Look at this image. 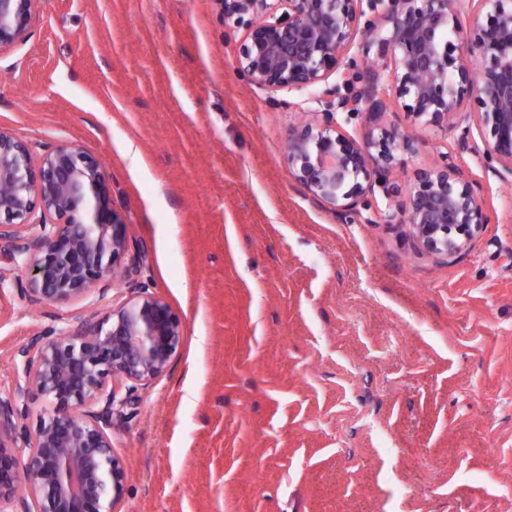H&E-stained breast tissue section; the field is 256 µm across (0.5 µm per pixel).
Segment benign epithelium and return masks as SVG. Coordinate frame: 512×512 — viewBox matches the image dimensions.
<instances>
[{"label": "benign epithelium", "instance_id": "obj_1", "mask_svg": "<svg viewBox=\"0 0 512 512\" xmlns=\"http://www.w3.org/2000/svg\"><path fill=\"white\" fill-rule=\"evenodd\" d=\"M42 0H0V48L26 40ZM486 10L470 17V6ZM224 21L244 29L238 69L279 92L318 90L315 118L290 130L289 173L347 218L390 180L413 140L381 123L399 106L428 126L478 134L484 154L512 178V0H223ZM365 112L357 140L339 115ZM409 206L387 210L414 244L438 259L466 251L489 217L469 173L440 153L408 185ZM103 161L73 144L33 160L27 142L0 129V253L24 272L35 304H68L108 291L129 256ZM180 318L145 291L104 317L81 314L34 334L14 352L15 381L0 393V512H114L125 473L112 450V416L127 394L168 370ZM51 411L26 425L30 401Z\"/></svg>", "mask_w": 512, "mask_h": 512}]
</instances>
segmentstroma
<instances>
[{
    "mask_svg": "<svg viewBox=\"0 0 512 512\" xmlns=\"http://www.w3.org/2000/svg\"><path fill=\"white\" fill-rule=\"evenodd\" d=\"M242 37L220 0H43L0 49V128L102 159L139 254L103 300L39 307L0 262V390L30 336L142 287L184 335L113 418L116 512H512V181L458 153L490 222L448 263L383 196L339 218L290 178L305 114L238 70ZM387 119L402 182L458 137Z\"/></svg>",
    "mask_w": 512,
    "mask_h": 512,
    "instance_id": "1",
    "label": "stroma"
}]
</instances>
